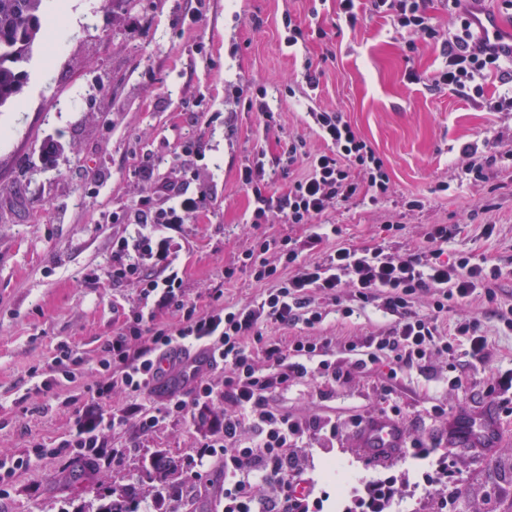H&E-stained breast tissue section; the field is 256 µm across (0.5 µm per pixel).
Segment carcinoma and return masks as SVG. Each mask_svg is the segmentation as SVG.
<instances>
[{
    "instance_id": "1",
    "label": "carcinoma",
    "mask_w": 512,
    "mask_h": 512,
    "mask_svg": "<svg viewBox=\"0 0 512 512\" xmlns=\"http://www.w3.org/2000/svg\"><path fill=\"white\" fill-rule=\"evenodd\" d=\"M50 20L44 0H0V109L15 103L28 80L26 66L34 50L45 40ZM177 462L163 456L151 463L149 479L157 483L156 501H167L158 512H177L189 490L176 483ZM85 500L72 512H139L141 496L134 486L120 491L112 487L84 489Z\"/></svg>"
}]
</instances>
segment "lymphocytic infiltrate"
Segmentation results:
<instances>
[{
	"mask_svg": "<svg viewBox=\"0 0 512 512\" xmlns=\"http://www.w3.org/2000/svg\"><path fill=\"white\" fill-rule=\"evenodd\" d=\"M481 2L447 0L448 13L455 22L446 32L437 27L427 0H337V14L353 27L360 16L369 13L389 19L409 40L439 42L443 66L430 74L409 72L412 83L480 101L490 112H512V51L476 40L470 26ZM490 76L497 77L501 85L492 94L484 87ZM311 119L327 149L311 156L304 152L302 143L289 144L284 167L303 164L307 170L293 179L285 192L270 195L262 188L265 164L261 158H253L242 169L240 178L253 196L252 224L280 220L313 225L329 204L357 200L375 203L390 195L391 179L383 159L341 112H315ZM164 192L172 197L171 206L157 208L147 200L138 203L133 215L134 234L118 240L112 250L113 277L137 273L142 256L164 251V240L148 233V225L179 224L194 212L196 199L189 196L186 186L171 183ZM447 239V226L433 225L421 245L399 258L382 245H339L314 263L300 261L297 252L288 249L275 266L255 262L248 252L241 264L252 268L256 281L265 283L260 300L243 309L227 308L221 306L222 294L217 291L213 294L217 306L201 311L196 305H187L183 322L172 329L157 327L148 301L153 297L174 299L181 278L174 272L143 276L144 303L133 317L135 326L131 333L105 342L96 370L107 379L95 386L92 398L108 404L117 391L136 395L148 392L162 359L173 347L211 349L215 364L224 369V397L237 407L235 413L225 415L214 438L200 442L198 450L202 459L224 458L229 480L220 499L221 512H309V498L293 494L295 485L304 483L307 474L299 452L313 440L334 445L341 429L330 419L291 417L273 405L274 395L303 380L337 382L350 372L382 362L387 363L391 380L402 368L433 371L432 361L438 356L450 359L460 354L475 364L489 363L488 340L479 319L456 318L446 329L441 323L452 304L469 300L476 292L494 299L492 285L501 278L502 270L485 258L445 259L443 245ZM421 292L433 297L425 315L414 309ZM326 301L338 306L346 318L354 315L356 307L376 303L389 322L367 338L346 339L338 351L333 350L328 337L316 341L300 336L285 345L276 337L263 335L262 329L268 325L315 327L325 319L322 304ZM259 356L267 362V369L257 366ZM212 396L207 378L197 376L192 400L169 397L158 415L144 411L140 404H129L120 415L80 424L75 433L58 443L56 451L90 449L95 457H102V430L131 422L146 432L160 417L187 415L191 405L206 404ZM248 474L265 483L277 482L278 492L256 496L252 485L244 480Z\"/></svg>",
	"mask_w": 512,
	"mask_h": 512,
	"instance_id": "1",
	"label": "lymphocytic infiltrate"
}]
</instances>
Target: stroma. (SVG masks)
Listing matches in <instances>:
<instances>
[{
  "label": "stroma",
  "mask_w": 512,
  "mask_h": 512,
  "mask_svg": "<svg viewBox=\"0 0 512 512\" xmlns=\"http://www.w3.org/2000/svg\"><path fill=\"white\" fill-rule=\"evenodd\" d=\"M74 11L60 50L35 52L23 96L0 110V458L36 444L53 447L74 429L78 413L56 394L36 391V376L65 346L81 358L73 368L78 386L101 381L95 364L105 340L126 331L141 302L138 277L113 278L112 248L133 233L128 217L139 201L164 207L163 186L180 181L203 193L204 205L185 223L161 229L171 260L145 259L141 270L157 274L174 265L182 302L204 309L218 289L224 306L236 309L263 293L264 284L238 267L261 239L299 243L306 263L339 243L382 244L402 256L432 225L444 224L447 258H495L504 271L496 304L477 295L456 309L480 319L493 353L486 367L457 363L461 387H448L444 367L407 369L391 381L381 364L345 382H302L274 401L294 418L340 423L399 404L406 438L447 453L458 479L453 502L444 504L442 489L419 485L424 461L404 455L374 465L352 437L339 448L308 451L327 512L340 503L354 507L349 489L378 476L391 477L399 512H512V390L486 394L488 383L512 374V332L493 314L512 307V164L474 182L461 155L488 135L512 148V112L411 83L409 69L429 73L441 65L439 44L420 39L407 50L401 30L378 17L349 27L336 0H129L117 19L110 0H76ZM293 26L305 35L294 46ZM252 97L268 103L271 118L249 109ZM310 108L342 112L383 159L393 186L374 204L330 206L323 220L338 232L312 248L304 245L308 225L252 226V194L240 180L261 153L273 166L266 191L287 189L292 176L276 162L289 142L303 141L312 154L325 148L307 119ZM142 166L150 177L139 174ZM413 197L424 208L407 210ZM487 224L496 227L489 238ZM228 268L235 271L229 279ZM385 323L370 305L348 319L329 314L314 333L363 338ZM438 406L456 415L491 410L497 448L481 456L454 447L447 421L434 413ZM233 409L219 397L189 418H161L151 431L131 424L105 430L107 447L124 454L91 468L81 454L34 459L0 496V512H68L82 488L95 484L133 485L151 502L146 470L159 452L182 460L181 479L197 492L193 512H215L224 472L219 462L198 463L197 445L214 419ZM340 481L348 488L342 495Z\"/></svg>",
  "instance_id": "obj_1"
}]
</instances>
